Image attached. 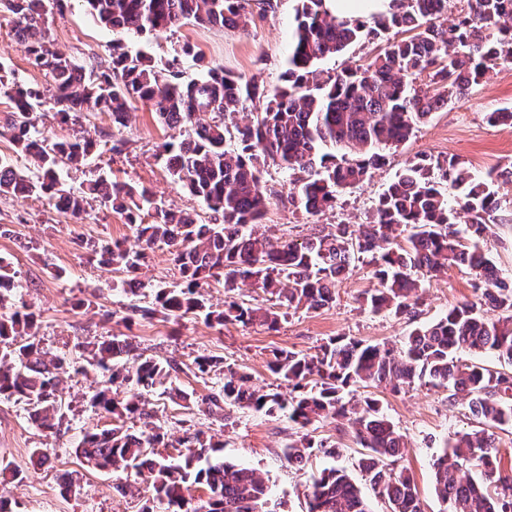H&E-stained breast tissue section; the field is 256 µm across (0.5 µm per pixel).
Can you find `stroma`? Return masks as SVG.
Segmentation results:
<instances>
[{
	"label": "stroma",
	"mask_w": 512,
	"mask_h": 512,
	"mask_svg": "<svg viewBox=\"0 0 512 512\" xmlns=\"http://www.w3.org/2000/svg\"><path fill=\"white\" fill-rule=\"evenodd\" d=\"M296 7L297 0H274L270 9L260 0H250L249 32L188 21L156 36L108 31L82 0H71L65 12L48 9L45 28L56 48L82 64L96 61L108 65L118 49L146 56L162 74L177 75L184 83L199 78L209 64L257 77L272 89L282 83ZM0 60L7 63L12 79L47 87V77L30 64L26 47L15 37L6 13L0 15ZM502 107H512V63L506 62L494 66L464 98L432 113L405 144L388 149L385 164L373 170L370 181L342 193L336 208L320 216L296 209L289 199L292 172L267 164L263 186L271 203L266 222L275 235L298 241L322 225L365 223L379 193L410 159L422 154L440 160L456 157L478 178L492 170H512V127H494L487 121L488 112ZM33 121L36 129L51 139L69 136L77 129L98 140L112 130L111 118L101 112H87L76 123L63 124L51 112L41 110L34 113ZM173 134L150 104L135 102L127 127L117 132L123 142L120 152L99 151L85 167L61 169L60 177L73 189L100 174L144 185L166 205L208 219L202 201L172 183L157 159L162 144ZM84 207L75 218L57 212L42 197L0 195V257L10 262L15 273L17 299L39 316L42 347L72 354L77 346L122 336L142 356L177 364L176 383L192 400L175 402L159 392L149 393L160 425L174 439L201 431L222 440L225 460L263 474L277 512H308L310 477L326 466L345 467L356 482H363L357 467L362 449L351 435L338 434L333 423L315 422L306 431L320 439L340 440L343 449L339 457L320 455L301 467L288 463L284 450L303 431L298 426L277 415L246 409L233 408L225 416L212 414L202 405V397L223 385L225 367L248 374L256 387L278 390L282 384L267 367L273 350L312 354L339 336L397 345L414 325L431 322L460 302L479 300L472 286L473 274L453 267L427 284L415 320L389 311L376 313L362 302L363 293L374 288L375 282L369 268L360 265L337 285L332 306L287 311L274 330L257 323L210 327L199 319L176 323L159 314L144 316L140 309L152 302L150 287L178 285V266L166 249L150 250L141 270L147 289L135 295L124 291L122 274L101 266L91 246L100 240L131 237L132 231L119 213L100 201L87 200ZM201 356L220 362L203 378L195 369ZM96 387L91 377L64 380L66 416L54 433L31 422L25 403L0 400V464L23 475L22 481L9 489L13 512H140L151 497L147 478H139L137 495H125L118 488L127 482L126 472L89 469L76 458L75 447L82 435L110 423L90 404ZM373 394L408 439V452L400 464L414 477L423 512H446L435 491L432 464L450 433L473 426L472 416L464 405L449 404L447 390L440 387L418 384L397 394L377 388ZM34 448L48 449L49 463L32 464L30 451ZM64 473L75 480L67 495L60 491L59 477Z\"/></svg>",
	"instance_id": "obj_1"
}]
</instances>
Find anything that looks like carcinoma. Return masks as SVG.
I'll return each mask as SVG.
<instances>
[{
  "instance_id": "obj_1",
  "label": "carcinoma",
  "mask_w": 512,
  "mask_h": 512,
  "mask_svg": "<svg viewBox=\"0 0 512 512\" xmlns=\"http://www.w3.org/2000/svg\"><path fill=\"white\" fill-rule=\"evenodd\" d=\"M92 16L112 31L157 34L185 21L248 31L249 0H85ZM390 16L368 25L327 14L324 0H298L295 28L283 78L274 90L212 67L199 80L182 83L155 70L139 55L112 56L108 71L79 64L53 48L43 19L44 0H0L12 16L15 36L28 43L34 67L52 81V108L62 121L82 112H104L116 129L126 126L132 102L152 104L170 128H190L158 155L175 184L200 198L211 211L201 224L186 212L163 206L147 187L99 175L78 191L60 180L63 165H82L98 151L79 132L51 141L32 131V114L45 104L37 86L11 81L0 63V93L11 111L0 118V135L40 170L32 179L0 161V194L38 195L63 203L75 216L87 196L116 205L125 214L134 242L102 241L92 252L107 256L116 272L147 287L138 274L145 250L166 247L179 265L182 282L155 291L154 307L179 322L201 318L213 327L259 322L277 327L281 309L315 310L335 301L333 282L360 259H368L377 288L364 298L374 312L391 311L412 320L424 280L453 266L474 274L486 310L468 301L448 308L440 319L415 327L400 345L331 339L314 355L277 350L270 371L289 391L263 390L250 377L226 368L224 385L202 403H224L268 415L279 414L304 428L331 420L348 427L365 450L359 468L387 512H422L409 470L387 467L402 459L404 435L384 415L367 389L400 392L416 384L448 389V402L464 404L479 427L456 431L433 462L435 490L450 512H512V476L502 474L500 449L492 429L512 427V371L492 370L464 358L493 353L512 365V287L499 277L486 249L494 213L502 210L491 186L498 175L473 177L456 158L411 159L377 198L369 221L351 226L328 224L302 242L273 238L265 230L270 204L262 190L265 165L272 162L309 176L293 181L290 199L311 215L336 206L338 197L357 187L384 161L381 150L397 147L432 113L485 78L500 61L512 62V0H471L470 11L448 23L450 0H395ZM396 31L408 37L386 39L365 65L346 67L319 81L313 65L343 52L362 38ZM427 72L428 89L413 88L412 76ZM265 102L237 128L238 144L225 145L224 121L248 102ZM458 191V207L448 204L441 183ZM154 212L148 224L142 213ZM464 223L463 228L456 225ZM213 278L224 284V309L215 311L201 292ZM249 282L262 290L263 304L250 306L233 295ZM15 291L0 289V398L24 400L39 428L53 432L65 417L60 395L63 378L87 374V366L66 354L44 350L37 340V317L25 303L13 304ZM131 345L117 336L91 350L90 366L107 376V386L92 404L112 418V426L86 432L75 448L87 465L148 473L153 490L142 512H264L269 488L255 469L218 455L224 447L196 433L176 444L186 451L173 457L154 449L173 446L154 421L144 390L171 378L177 367L152 358L128 366ZM125 388L112 395V387ZM364 392H359V389ZM128 419L141 423L131 433ZM316 452L340 454L339 443L303 433L288 444L285 457L303 466ZM206 490L194 506L191 487ZM308 512H370L361 488L342 468L311 476Z\"/></svg>"
}]
</instances>
